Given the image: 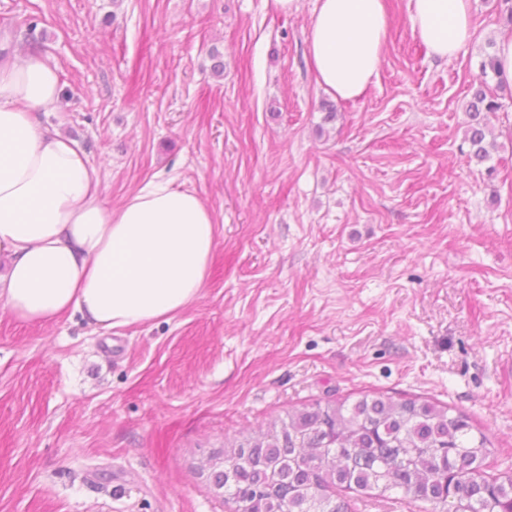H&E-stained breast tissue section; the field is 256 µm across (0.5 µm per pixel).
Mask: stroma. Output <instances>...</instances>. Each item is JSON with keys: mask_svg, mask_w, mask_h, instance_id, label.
I'll list each match as a JSON object with an SVG mask.
<instances>
[{"mask_svg": "<svg viewBox=\"0 0 512 512\" xmlns=\"http://www.w3.org/2000/svg\"><path fill=\"white\" fill-rule=\"evenodd\" d=\"M378 74L352 101L310 71L317 0H0V52L38 48L74 139L120 207L153 178L217 235L201 296L167 322L24 325L0 307V512H226L208 460L314 401L420 397L512 471V84L470 161L465 106L507 0L430 57L385 0ZM224 62L212 70L213 53Z\"/></svg>", "mask_w": 512, "mask_h": 512, "instance_id": "1", "label": "stroma"}]
</instances>
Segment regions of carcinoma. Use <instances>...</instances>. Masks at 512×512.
I'll return each mask as SVG.
<instances>
[{"label": "carcinoma", "mask_w": 512, "mask_h": 512, "mask_svg": "<svg viewBox=\"0 0 512 512\" xmlns=\"http://www.w3.org/2000/svg\"><path fill=\"white\" fill-rule=\"evenodd\" d=\"M490 76L506 82L487 52L467 107L465 141L479 164L495 147L485 122L499 108ZM487 444L465 415L428 401H315L213 456L206 481L229 512H352V493H396L422 512H512V474L482 469Z\"/></svg>", "instance_id": "obj_1"}]
</instances>
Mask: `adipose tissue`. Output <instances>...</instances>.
I'll return each mask as SVG.
<instances>
[{"instance_id":"1","label":"adipose tissue","mask_w":512,"mask_h":512,"mask_svg":"<svg viewBox=\"0 0 512 512\" xmlns=\"http://www.w3.org/2000/svg\"><path fill=\"white\" fill-rule=\"evenodd\" d=\"M472 0H408L413 34L452 60L475 35ZM384 0H318L308 37L318 85L361 97L387 41ZM60 97L56 68L28 49L0 61V306L23 324L72 313L112 330L168 320L195 302L210 270L216 223L190 190L154 179L116 209L84 151L33 111Z\"/></svg>"}]
</instances>
